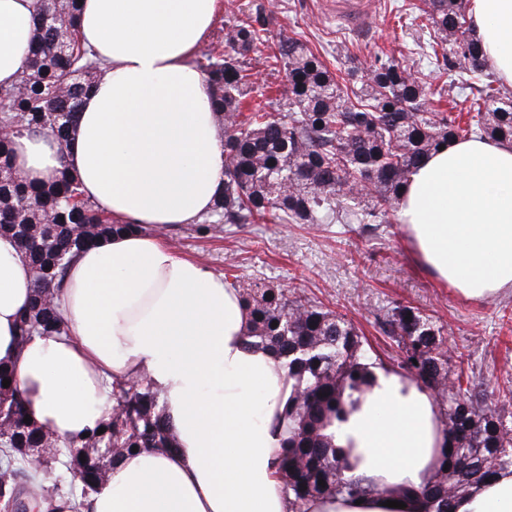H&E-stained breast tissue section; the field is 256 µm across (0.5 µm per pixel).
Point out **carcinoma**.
Wrapping results in <instances>:
<instances>
[{"label":"carcinoma","instance_id":"1","mask_svg":"<svg viewBox=\"0 0 512 512\" xmlns=\"http://www.w3.org/2000/svg\"><path fill=\"white\" fill-rule=\"evenodd\" d=\"M469 0H423L415 19L429 29L428 57L448 74L435 86L412 70L398 49L375 59L361 85L333 73L300 39L271 35L259 13L236 17L225 49L194 59L224 129V188L196 231L220 224H387L420 160L451 140L479 136L512 143V96L487 70L473 35ZM78 0H41L30 53L9 86L0 85V126L13 135L50 134L67 142L87 91L103 75L96 56L77 35ZM268 51L283 66L286 83L268 98L250 81L249 53ZM469 103L466 114L436 108L443 98ZM248 109L244 114L242 109ZM12 139H0V234L13 236L28 258L33 299L20 321L19 344L35 334L64 332L58 288L65 269L85 246L139 224H119L89 201L66 170L33 184L16 172ZM250 309L247 344L288 359L294 391L282 417L288 436L279 473L293 512L316 498L361 497L374 486L346 477L345 448L325 429L347 420L353 395L372 386V369H389L432 392L453 388L440 400L449 452L442 454L433 485L422 492L425 512H452L453 503L479 483L512 469V411L494 402L483 381L465 371V357L444 349V326L418 309L396 304L374 317L378 331L396 346L388 359L366 345L355 326L322 303L293 289L270 288L224 273ZM11 380L9 387L1 385ZM112 412L67 451L68 473L44 474L43 499L77 500L100 485L110 467L133 448H169L170 433L158 390L142 375L118 383ZM0 445L10 448L0 491L27 512L20 489L33 479L31 448L56 442L24 422V402L10 371L0 366ZM112 448V455L99 451ZM325 485H319V481Z\"/></svg>","mask_w":512,"mask_h":512}]
</instances>
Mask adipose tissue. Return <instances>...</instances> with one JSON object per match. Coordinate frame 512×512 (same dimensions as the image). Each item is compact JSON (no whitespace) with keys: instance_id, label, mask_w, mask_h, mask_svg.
<instances>
[{"instance_id":"1","label":"adipose tissue","mask_w":512,"mask_h":512,"mask_svg":"<svg viewBox=\"0 0 512 512\" xmlns=\"http://www.w3.org/2000/svg\"><path fill=\"white\" fill-rule=\"evenodd\" d=\"M221 0H81L82 43L107 65L84 97L67 147L53 136L13 141L30 182L67 169L86 197L148 233L83 250L58 296L65 334L19 344L33 276L17 241L0 235V363L13 369L32 426L65 445L112 410L116 383L146 373L162 397L174 448L117 461L82 512H291L275 462L293 392L285 359L247 345L248 307L223 276L172 249L155 227L194 224L224 184V132L192 59ZM37 0H0V83L15 81L35 30ZM473 29L498 77L512 84V0H471ZM397 218L425 272L463 297L512 289V144L472 138L425 157ZM350 451L351 475L374 484L361 501H310L307 512H423L445 443L429 390L375 369L347 421L327 430ZM512 512V470L454 504Z\"/></svg>"}]
</instances>
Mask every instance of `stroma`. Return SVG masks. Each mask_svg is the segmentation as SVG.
<instances>
[{"instance_id":"stroma-1","label":"stroma","mask_w":512,"mask_h":512,"mask_svg":"<svg viewBox=\"0 0 512 512\" xmlns=\"http://www.w3.org/2000/svg\"><path fill=\"white\" fill-rule=\"evenodd\" d=\"M222 2L208 37L213 46H223L231 13L259 9L271 30L298 33L329 68L360 73L376 55L404 46L435 84L443 82L426 57L427 31L398 17L401 6L422 0H369L362 26L337 15L334 0ZM167 241L215 273L230 268L246 283L304 292L344 315L382 355L397 348L375 328V314L395 303L417 307L444 324L448 348L462 352L477 377L491 387L512 389V290L471 301L441 285L412 264L401 224H384L371 234L357 224H223L205 237L195 225L181 224Z\"/></svg>"}]
</instances>
